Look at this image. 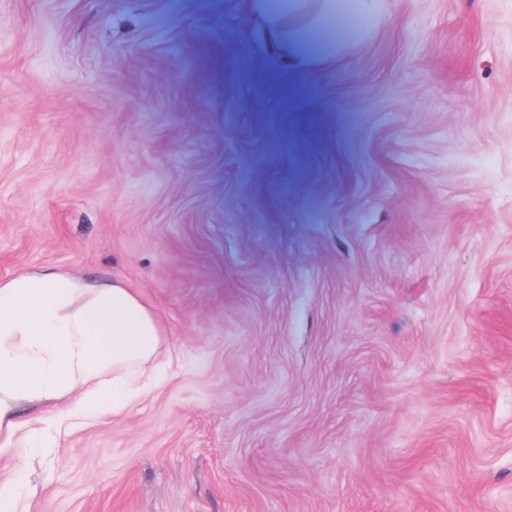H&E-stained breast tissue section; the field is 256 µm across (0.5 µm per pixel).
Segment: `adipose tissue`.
<instances>
[{
	"label": "adipose tissue",
	"mask_w": 512,
	"mask_h": 512,
	"mask_svg": "<svg viewBox=\"0 0 512 512\" xmlns=\"http://www.w3.org/2000/svg\"><path fill=\"white\" fill-rule=\"evenodd\" d=\"M389 0H248L252 16L290 31L294 51L325 58L378 24ZM154 310L120 281L54 268L0 279V447L37 441L23 404L65 418L124 410L145 388L161 343Z\"/></svg>",
	"instance_id": "adipose-tissue-1"
}]
</instances>
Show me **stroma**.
Here are the masks:
<instances>
[{
    "label": "stroma",
    "mask_w": 512,
    "mask_h": 512,
    "mask_svg": "<svg viewBox=\"0 0 512 512\" xmlns=\"http://www.w3.org/2000/svg\"><path fill=\"white\" fill-rule=\"evenodd\" d=\"M42 266L162 369L0 450L19 512H512V0L330 59L245 0H0V277Z\"/></svg>",
    "instance_id": "stroma-1"
}]
</instances>
